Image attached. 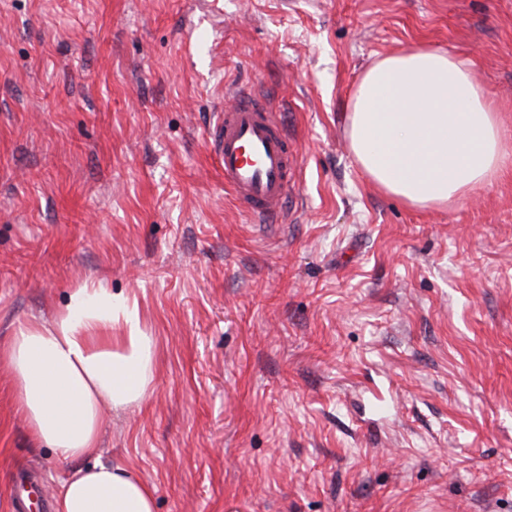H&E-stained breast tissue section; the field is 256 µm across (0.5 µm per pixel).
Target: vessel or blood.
<instances>
[{
    "mask_svg": "<svg viewBox=\"0 0 512 512\" xmlns=\"http://www.w3.org/2000/svg\"><path fill=\"white\" fill-rule=\"evenodd\" d=\"M224 185L259 224H275L296 183L294 149L281 113L255 93L223 106L207 137Z\"/></svg>",
    "mask_w": 512,
    "mask_h": 512,
    "instance_id": "obj_1",
    "label": "vessel or blood"
}]
</instances>
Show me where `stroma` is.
<instances>
[{"instance_id":"1","label":"stroma","mask_w":512,"mask_h":512,"mask_svg":"<svg viewBox=\"0 0 512 512\" xmlns=\"http://www.w3.org/2000/svg\"><path fill=\"white\" fill-rule=\"evenodd\" d=\"M472 61L512 132V0H0V349L95 283L155 338L96 456L155 512H512V168L445 208L377 190L346 134L376 60ZM260 88L301 164L256 224L207 132ZM0 364V512L75 462Z\"/></svg>"}]
</instances>
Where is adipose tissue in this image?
Here are the masks:
<instances>
[{"label":"adipose tissue","instance_id":"obj_1","mask_svg":"<svg viewBox=\"0 0 512 512\" xmlns=\"http://www.w3.org/2000/svg\"><path fill=\"white\" fill-rule=\"evenodd\" d=\"M347 121L361 170L414 207L448 206L512 166V136L470 61L441 49L377 61L359 81ZM0 363L34 444L78 464L60 481L55 512H154V489L128 470L83 464L98 452L103 409L150 395L155 343L136 302L101 286L73 289L52 322L18 323Z\"/></svg>","mask_w":512,"mask_h":512}]
</instances>
